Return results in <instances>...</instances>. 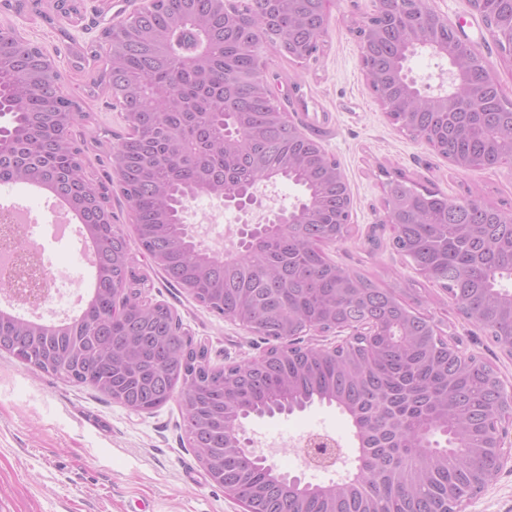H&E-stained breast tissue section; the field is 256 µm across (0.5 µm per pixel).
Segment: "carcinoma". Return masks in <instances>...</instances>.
Returning a JSON list of instances; mask_svg holds the SVG:
<instances>
[{
  "mask_svg": "<svg viewBox=\"0 0 512 512\" xmlns=\"http://www.w3.org/2000/svg\"><path fill=\"white\" fill-rule=\"evenodd\" d=\"M52 26L36 0H0ZM485 20L504 42L508 0H484ZM110 39L106 65L91 86L124 112L127 134L115 155L135 244L156 268L210 312L271 343L264 355L224 367L177 333L171 308L147 298L131 244L112 223L110 189L88 192L83 150L72 138L79 104L59 92L61 74L39 65L43 48L0 32V184L48 189L65 199L94 241L95 286L64 324L14 313L0 317V343L25 366L56 374L148 412L176 399L199 462L224 472V489L246 512H449L480 492L495 466L491 421L506 413L502 379L477 357L461 358L432 317L415 308L412 288H381L328 260L322 243L352 232L351 195L338 163L300 138L264 92V49L293 46L290 60L317 58L320 0H156ZM406 33L390 28L371 44L363 72L397 100L395 64L410 59ZM408 133L440 157L483 169L512 165V121L484 111L474 95L435 112L422 101ZM395 203L389 245L424 279L443 288L458 312L501 349L512 346V212L475 198L450 200L390 175ZM302 190L300 215L246 234L242 248L213 259L188 238L179 202L187 195L233 197L264 179ZM366 320L369 336L334 350L295 346L315 326L324 332ZM336 405L358 441L353 473L329 485L285 479L249 462L237 423L251 415Z\"/></svg>",
  "mask_w": 512,
  "mask_h": 512,
  "instance_id": "obj_1",
  "label": "carcinoma"
}]
</instances>
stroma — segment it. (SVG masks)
<instances>
[{
	"label": "stroma",
	"instance_id": "35a3bbf8",
	"mask_svg": "<svg viewBox=\"0 0 512 512\" xmlns=\"http://www.w3.org/2000/svg\"><path fill=\"white\" fill-rule=\"evenodd\" d=\"M83 19L49 26L28 15L0 10V28H13L37 42L59 62L63 90L77 99L87 120L72 133L82 141L91 179L109 175L108 154L125 133L123 112L107 91L88 96L96 67L72 66L70 45L98 39L111 22L137 13L141 0H82ZM478 48L490 73L512 102V59L502 56L484 19L469 0H428ZM372 0H332L323 47L315 60L292 63L266 49V77L278 103L302 132L320 127L321 142L339 162L350 185L355 230L346 240L324 246L334 263L358 271L379 286L409 283L424 296L425 314L449 340L491 363L512 386V356L465 322L442 288L426 283L388 242L382 225L386 173H403L451 199L473 197L512 210V168L460 171L424 142L398 130L373 96L360 66L355 22L373 12ZM211 216L201 243L231 249L240 214L219 198L203 195L192 204ZM153 299L167 303L183 328L206 344L211 365L238 363L260 354L265 342L242 326L216 316L185 290L170 286L146 258H138ZM177 401L150 413H135L106 400L90 386L19 364L0 352V512H244L224 495L189 447L180 427ZM248 437L319 432L335 438L342 461L324 471L301 472L304 481L326 485L344 478L355 465L357 442L346 418L328 405L246 421ZM466 512H512V462L496 481L471 500Z\"/></svg>",
	"mask_w": 512,
	"mask_h": 512
}]
</instances>
